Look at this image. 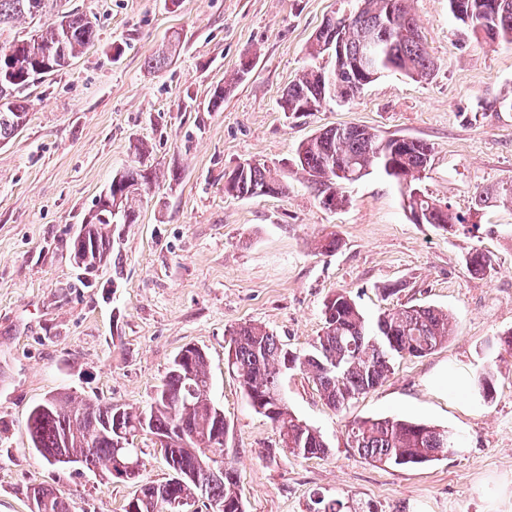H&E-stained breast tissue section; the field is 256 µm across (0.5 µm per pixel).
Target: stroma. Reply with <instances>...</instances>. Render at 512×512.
<instances>
[{"label": "stroma", "instance_id": "stroma-1", "mask_svg": "<svg viewBox=\"0 0 512 512\" xmlns=\"http://www.w3.org/2000/svg\"><path fill=\"white\" fill-rule=\"evenodd\" d=\"M342 0H49L18 22L29 37L75 11L98 39L23 94L25 126L0 145V512H31L42 485L70 512H124L143 484L170 470L149 438L138 441L137 480L104 468L48 464L30 446L34 405L71 392L148 408L174 359L207 355L211 397L229 431L222 452L239 477L245 512H308L314 493L372 503L377 512H512V206L476 209L485 188L512 184V48L477 39L448 0H410L430 55L428 78L388 72L348 103L301 115L282 111L306 48ZM178 47L166 67L149 58ZM253 61L242 80L243 57ZM230 82L224 102L210 94ZM361 126L432 145L418 186L468 221L444 230L413 223L396 181L371 173L346 185L344 205L323 207L294 164L298 145L325 129ZM145 145L138 154L136 145ZM247 161L275 167L287 194L236 198L224 182ZM154 168L133 224H114L112 260L85 274L70 243L113 175ZM336 236L331 255L318 243ZM491 270L469 272L473 252ZM345 290L369 320L431 305L449 316L446 343L397 360L376 389L338 412L307 375L285 372L290 411L330 452L302 459L247 402L224 362L229 330L253 323L305 353L324 326L328 298ZM495 375L491 399L457 400L439 385L450 368ZM395 416L448 430L446 457L383 467L346 444L349 420Z\"/></svg>", "mask_w": 512, "mask_h": 512}]
</instances>
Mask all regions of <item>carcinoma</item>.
<instances>
[{"label":"carcinoma","instance_id":"cac0c4a2","mask_svg":"<svg viewBox=\"0 0 512 512\" xmlns=\"http://www.w3.org/2000/svg\"><path fill=\"white\" fill-rule=\"evenodd\" d=\"M47 0H0V31L13 23L43 14ZM365 4L358 19L340 30L347 51L354 54L374 46L373 65L381 72L394 71L407 77H424L436 66L424 42L415 39L411 25L414 17L408 0H359ZM495 4L487 29L497 44L512 46V0H448L453 17L466 28L487 3ZM37 48L0 43V143L13 138L28 116L20 94L32 81L58 72L70 65L80 52L97 41L95 27L78 13H69L61 22L48 23L33 36ZM327 37L313 39L308 48L309 66L288 85L281 97L285 112H299L310 99L332 98L328 83L322 82L319 66L325 54ZM433 147L410 138L401 146L397 139L381 138L357 126H336L302 142L296 150L295 165L306 176L320 202L334 208L345 201L342 186L357 181L355 175L378 169L398 179L395 168H403V177L425 170ZM153 183L152 173L139 166L125 168L112 177L108 194L95 201L85 217V232L72 240L73 260L108 258L112 241L104 232L113 223L112 206L119 208L120 222L134 224L138 219L137 202ZM287 186L273 176L272 169L260 161L234 172L224 191L236 197L283 195ZM512 202V185L485 189L476 206L483 208L497 199ZM416 204L433 213L432 223L453 227L465 222L429 196L418 197ZM469 272L483 275L491 268L481 252L467 259ZM324 328L312 349L290 355L276 336L265 327L252 323L235 326L229 332L235 344V358L229 368L236 372L249 404L264 408V416L274 423L290 454L303 459L320 458L328 445L319 431L296 419L280 395V377L293 362L305 372L328 405L345 412L360 396L375 389L404 357H424L448 340V314L431 306H407L393 309L370 323L346 291L338 292L324 304ZM188 368L192 380L183 379L182 369L174 365L152 398L149 408L131 411L110 402L89 401L63 392L35 405L27 420L32 447L49 464L67 457L77 464L95 467L103 464L107 472L117 468L118 460L139 461L142 449L134 444L119 448L114 442L118 427L164 435L182 428L197 437L185 446L174 442L166 460L182 478H170L163 484H145L129 500L125 512H183L179 500L193 497L197 486L206 488L210 502L224 504V512H244L238 493L237 470L224 460V472L214 475L197 467V456L213 451L223 434L224 410L210 397V378L205 352L189 350ZM348 437L355 441L357 453L382 465L405 467L435 461L455 447L453 437L444 429L399 418H355L349 421ZM33 494L47 506L46 512H69L64 499L54 490L37 485ZM309 512H375L368 503L340 495L315 493Z\"/></svg>","mask_w":512,"mask_h":512}]
</instances>
